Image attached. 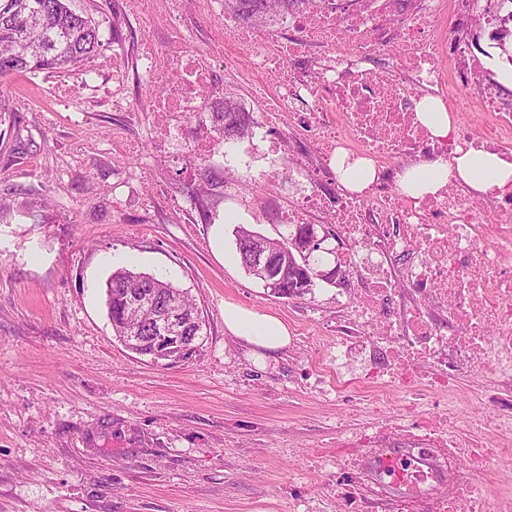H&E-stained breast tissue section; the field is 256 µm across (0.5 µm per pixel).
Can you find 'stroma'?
<instances>
[{"label": "stroma", "instance_id": "35a3bbf8", "mask_svg": "<svg viewBox=\"0 0 512 512\" xmlns=\"http://www.w3.org/2000/svg\"><path fill=\"white\" fill-rule=\"evenodd\" d=\"M68 6L98 23L102 41L76 66L82 94L63 98L55 71L0 80L11 105L0 120V512H290L294 497L310 512H336L337 424L421 421L444 404L397 400L371 411L354 389L314 388L319 371L347 380L364 363H337L328 330L362 281L346 268L341 283L286 302L235 257L236 225L283 231L287 158L273 167L206 157L234 179L193 196V154L173 158L151 133L199 117L98 101L113 52L132 57L143 38L167 41L164 15L144 24L115 14L112 0ZM127 139L137 152H125ZM215 224L224 227L220 255ZM122 266L193 296L207 333L188 359L157 363L115 338L105 282ZM228 302L277 316L292 343L271 353L233 338Z\"/></svg>", "mask_w": 512, "mask_h": 512}]
</instances>
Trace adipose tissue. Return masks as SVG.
Masks as SVG:
<instances>
[{"label":"adipose tissue","mask_w":512,"mask_h":512,"mask_svg":"<svg viewBox=\"0 0 512 512\" xmlns=\"http://www.w3.org/2000/svg\"><path fill=\"white\" fill-rule=\"evenodd\" d=\"M451 182L463 185L473 195L488 194L512 184V161L471 149L457 156L454 164L417 163L407 167L399 177L401 191L414 198L437 193ZM224 325L233 338L271 352L284 349L290 342L288 328L282 320L233 303L224 306Z\"/></svg>","instance_id":"ef3b65f1"}]
</instances>
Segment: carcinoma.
Wrapping results in <instances>:
<instances>
[{"label": "carcinoma", "instance_id": "obj_1", "mask_svg": "<svg viewBox=\"0 0 512 512\" xmlns=\"http://www.w3.org/2000/svg\"><path fill=\"white\" fill-rule=\"evenodd\" d=\"M315 0H224V12L240 21L261 25L274 15H286L299 4ZM101 47L99 27L88 16L74 13L67 0H0V79L46 69H65L95 53ZM217 130L226 141L243 140L252 135L254 118L230 92H224L222 111L210 113ZM309 225L291 224L288 234L272 239L276 255L288 251L293 239L305 240ZM257 232L244 226L236 231L235 255L245 269L251 258L247 245ZM325 256L311 254L288 260V273L270 293L285 301L313 295L319 278L315 272ZM106 305L114 336L137 335L150 340L155 335L156 316L163 304H175L182 313L183 335L202 336L197 326L200 315L195 299L173 283L153 274L120 267L106 284ZM143 300L149 308L130 312L127 301Z\"/></svg>", "mask_w": 512, "mask_h": 512}]
</instances>
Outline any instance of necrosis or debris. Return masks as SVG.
Masks as SVG:
<instances>
[{"mask_svg": "<svg viewBox=\"0 0 512 512\" xmlns=\"http://www.w3.org/2000/svg\"><path fill=\"white\" fill-rule=\"evenodd\" d=\"M194 3L209 41L224 48L225 71L248 82L257 147L273 165L282 152L291 156L298 195L282 223L325 216L351 247L347 264L366 288L336 326V357L368 354L363 401L373 410L408 391L449 398L447 412L428 423L354 431L364 445L336 470L366 476L371 492L345 485L342 512H365L371 496L432 512H512V484L485 478L512 437V187L477 198L450 185L417 199L396 187L407 166L449 162L471 148L512 160V95L467 44L474 27L511 12L490 10L487 0H315L252 26L226 14L223 0ZM136 64L177 82L148 111L194 114L224 98L210 52L148 39ZM472 76L473 95L450 93ZM428 95L448 103L447 137L418 118ZM474 112L478 132L465 121ZM153 138L168 152L188 147L200 156L216 141L211 128L170 124L155 127ZM341 153L373 163L377 176L363 191L340 183ZM473 375L484 383L473 394L477 409L465 413L453 394ZM461 414L466 433H449Z\"/></svg>", "mask_w": 512, "mask_h": 512, "instance_id": "1", "label": "necrosis or debris"}]
</instances>
